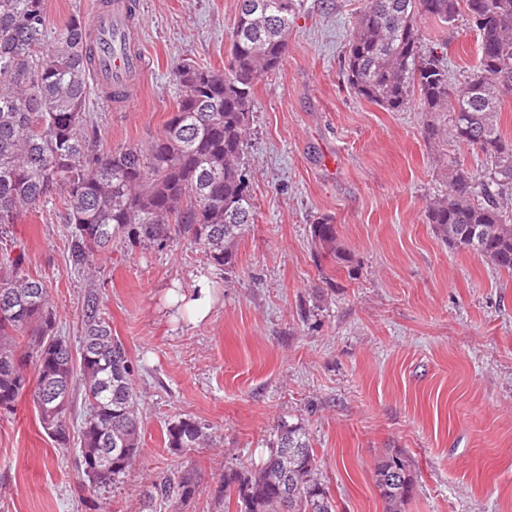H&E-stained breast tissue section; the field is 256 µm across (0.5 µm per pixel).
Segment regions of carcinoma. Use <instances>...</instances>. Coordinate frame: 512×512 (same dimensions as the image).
<instances>
[{"instance_id": "cac0c4a2", "label": "carcinoma", "mask_w": 512, "mask_h": 512, "mask_svg": "<svg viewBox=\"0 0 512 512\" xmlns=\"http://www.w3.org/2000/svg\"><path fill=\"white\" fill-rule=\"evenodd\" d=\"M296 6V0H239L240 32L231 38L227 67L180 62L174 71L179 100L159 135L146 148L102 153L101 129L86 112L92 53L84 19L51 29L45 0H0V235L59 191L68 261L77 270L92 269L94 256L115 239L163 249L178 233L215 265L232 267V246L254 223L243 162L252 94L282 65ZM462 8L479 34V64L453 89L444 58L421 51L417 20L450 24ZM345 58L356 94L390 111L405 109L416 96L432 115L422 131L427 140L450 138L485 157L483 180L464 163L451 164L448 192L429 201L427 223L448 249L512 273V137L500 125L502 104L512 97V0H365ZM310 236L318 252L351 262L332 218H317ZM25 264L22 246L0 255V409L31 395L42 428L66 449L73 392L82 388L86 411L76 465L95 492L140 455L135 369L93 290L84 301L74 363L57 335L48 285ZM24 347L32 350L30 375L16 354ZM46 385L60 391V402L47 399ZM167 437L171 448L208 441L186 419L171 423ZM105 451L111 468L91 475L88 468ZM392 467L399 474L389 484ZM375 483L387 512H401L416 489L410 460L401 453L383 458ZM195 491L189 477L163 476L145 498L174 507ZM215 498L224 512H336L309 433L285 419L275 425L261 465L225 471Z\"/></svg>"}]
</instances>
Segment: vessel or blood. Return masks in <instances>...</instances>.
I'll use <instances>...</instances> for the list:
<instances>
[{
	"mask_svg": "<svg viewBox=\"0 0 512 512\" xmlns=\"http://www.w3.org/2000/svg\"><path fill=\"white\" fill-rule=\"evenodd\" d=\"M128 0H95L85 22L94 49L92 75L104 90L133 85L145 65L135 29L127 21Z\"/></svg>",
	"mask_w": 512,
	"mask_h": 512,
	"instance_id": "b4317fda",
	"label": "vessel or blood"
}]
</instances>
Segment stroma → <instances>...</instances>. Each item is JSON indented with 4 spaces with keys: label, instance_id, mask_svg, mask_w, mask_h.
<instances>
[{
    "label": "stroma",
    "instance_id": "35a3bbf8",
    "mask_svg": "<svg viewBox=\"0 0 512 512\" xmlns=\"http://www.w3.org/2000/svg\"><path fill=\"white\" fill-rule=\"evenodd\" d=\"M147 68L130 108L92 90L104 150L148 146L173 111L179 62L223 69L238 0H135ZM364 0H298L281 68L254 89L245 167L256 217L232 268L188 239L171 247L113 241L86 275L70 267L62 203L24 214L12 235L47 281L57 331L79 343L97 291L135 367L142 454L112 485L89 491L74 452L42 429L31 397L0 410V512H149L158 476L192 477L180 512H216L225 470L259 465L278 420L302 422L337 512H385L374 481L384 457L412 464L403 512H512V275L450 251L426 219L448 166L474 176L481 153L423 138L419 102L391 112L349 87L343 60ZM424 49L447 43L448 80L478 64L465 17L421 26ZM332 217L349 268L319 257L312 222ZM207 279L209 318L177 319L166 292ZM189 419L211 440L170 448Z\"/></svg>",
    "mask_w": 512,
    "mask_h": 512
}]
</instances>
